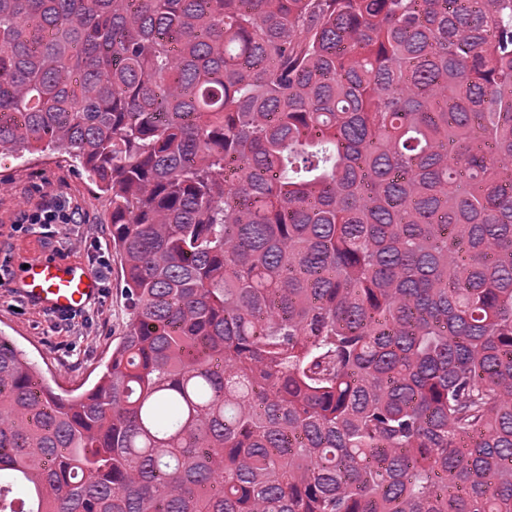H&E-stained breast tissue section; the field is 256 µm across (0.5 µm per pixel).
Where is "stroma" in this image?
I'll list each match as a JSON object with an SVG mask.
<instances>
[{
    "instance_id": "obj_1",
    "label": "stroma",
    "mask_w": 512,
    "mask_h": 512,
    "mask_svg": "<svg viewBox=\"0 0 512 512\" xmlns=\"http://www.w3.org/2000/svg\"><path fill=\"white\" fill-rule=\"evenodd\" d=\"M61 197L78 209L79 223L21 224L23 212ZM26 253L84 261L100 274V300L64 317L21 304L14 281ZM124 288L112 254L110 195L67 156L0 154V336L35 365L55 392L76 396L96 383L127 329Z\"/></svg>"
}]
</instances>
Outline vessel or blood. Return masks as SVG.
<instances>
[{
    "label": "vessel or blood",
    "instance_id": "1",
    "mask_svg": "<svg viewBox=\"0 0 512 512\" xmlns=\"http://www.w3.org/2000/svg\"><path fill=\"white\" fill-rule=\"evenodd\" d=\"M17 294L32 308L70 315L97 302L101 288L96 275L80 260H48L36 255L23 258Z\"/></svg>",
    "mask_w": 512,
    "mask_h": 512
}]
</instances>
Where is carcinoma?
<instances>
[{
  "label": "carcinoma",
  "mask_w": 512,
  "mask_h": 512,
  "mask_svg": "<svg viewBox=\"0 0 512 512\" xmlns=\"http://www.w3.org/2000/svg\"><path fill=\"white\" fill-rule=\"evenodd\" d=\"M6 149L131 319L71 398L0 336V512H512V0H0Z\"/></svg>",
  "instance_id": "1"
}]
</instances>
